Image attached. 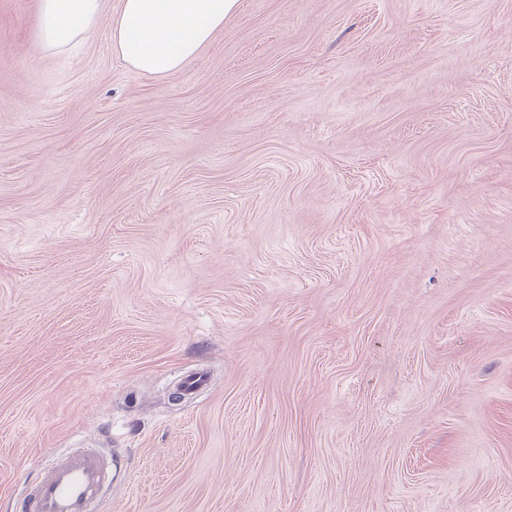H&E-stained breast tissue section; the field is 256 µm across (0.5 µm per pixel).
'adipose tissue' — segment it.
Masks as SVG:
<instances>
[{"instance_id": "1", "label": "adipose tissue", "mask_w": 512, "mask_h": 512, "mask_svg": "<svg viewBox=\"0 0 512 512\" xmlns=\"http://www.w3.org/2000/svg\"><path fill=\"white\" fill-rule=\"evenodd\" d=\"M236 6L237 0H121L109 14L105 0H37L34 28L42 46L54 51L107 23L112 47L129 67L165 78L197 57Z\"/></svg>"}]
</instances>
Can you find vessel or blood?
<instances>
[{
  "instance_id": "b4317fda",
  "label": "vessel or blood",
  "mask_w": 512,
  "mask_h": 512,
  "mask_svg": "<svg viewBox=\"0 0 512 512\" xmlns=\"http://www.w3.org/2000/svg\"><path fill=\"white\" fill-rule=\"evenodd\" d=\"M115 474L111 461L97 449L70 452L43 469L18 512H101L103 491Z\"/></svg>"
}]
</instances>
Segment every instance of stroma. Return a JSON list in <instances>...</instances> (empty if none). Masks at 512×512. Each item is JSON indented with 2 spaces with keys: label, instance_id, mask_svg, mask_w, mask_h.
<instances>
[{
  "label": "stroma",
  "instance_id": "obj_1",
  "mask_svg": "<svg viewBox=\"0 0 512 512\" xmlns=\"http://www.w3.org/2000/svg\"><path fill=\"white\" fill-rule=\"evenodd\" d=\"M0 0V512H512V0H238L164 79ZM211 381L172 400L185 373ZM112 467L95 448L79 449L54 459L22 497L18 512H100L103 491L112 484Z\"/></svg>",
  "mask_w": 512,
  "mask_h": 512
}]
</instances>
